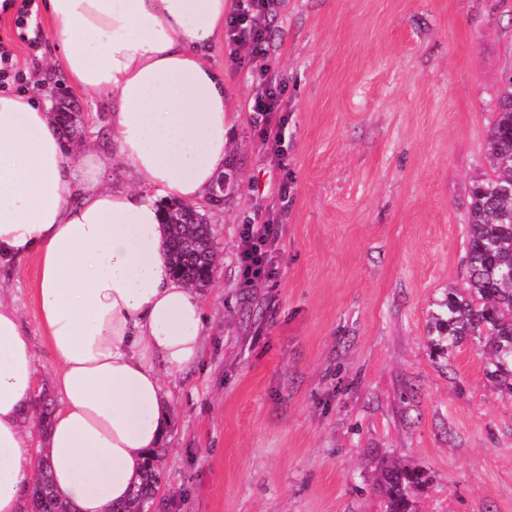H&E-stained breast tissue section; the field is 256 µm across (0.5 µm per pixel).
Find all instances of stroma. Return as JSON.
Returning a JSON list of instances; mask_svg holds the SVG:
<instances>
[{
	"label": "stroma",
	"instance_id": "obj_1",
	"mask_svg": "<svg viewBox=\"0 0 512 512\" xmlns=\"http://www.w3.org/2000/svg\"><path fill=\"white\" fill-rule=\"evenodd\" d=\"M0 10V41L45 105L62 85L52 37L38 51ZM267 47L285 86L284 166L271 163L251 75L226 41L238 182L212 210L220 264L203 290L200 363L167 380L162 481L149 512H381V461L423 469L417 512H512V397L468 340L431 348L446 290L463 286L473 181L512 77V0H271ZM100 137L109 104L69 90ZM288 183V197L278 188ZM274 217L276 274L242 285V224ZM38 261L0 265V297L35 347V398L53 394L36 301Z\"/></svg>",
	"mask_w": 512,
	"mask_h": 512
}]
</instances>
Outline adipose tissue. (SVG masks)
<instances>
[{"label": "adipose tissue", "mask_w": 512, "mask_h": 512, "mask_svg": "<svg viewBox=\"0 0 512 512\" xmlns=\"http://www.w3.org/2000/svg\"><path fill=\"white\" fill-rule=\"evenodd\" d=\"M71 84L102 100L137 190L111 186L89 144L68 150L48 107L0 95V264L36 255V300L56 367L46 446L72 512L125 503L167 424L164 380L195 367L200 293L173 276L158 198L205 200L227 160L224 80L207 57L229 0H46ZM18 310L0 300V512L33 485L24 419L36 380Z\"/></svg>", "instance_id": "1"}]
</instances>
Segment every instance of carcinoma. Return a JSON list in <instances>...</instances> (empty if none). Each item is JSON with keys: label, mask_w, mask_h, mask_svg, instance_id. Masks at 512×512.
I'll use <instances>...</instances> for the list:
<instances>
[{"label": "carcinoma", "mask_w": 512, "mask_h": 512, "mask_svg": "<svg viewBox=\"0 0 512 512\" xmlns=\"http://www.w3.org/2000/svg\"><path fill=\"white\" fill-rule=\"evenodd\" d=\"M55 118L68 141L82 136L84 116L57 101ZM492 175L471 187L466 235L468 278L463 290L448 289L434 317L433 349L442 354L468 339H478L488 356L486 375L512 393V78L498 96L497 116L488 134ZM162 223L171 227L167 252L173 274L202 290L216 272V240L208 213L161 202ZM153 449L123 512H147L161 484L159 459ZM51 459L44 452L29 495V512H70L51 492ZM428 483L426 472L392 461L382 463L375 490L385 512H414L415 497Z\"/></svg>", "instance_id": "carcinoma-1"}]
</instances>
